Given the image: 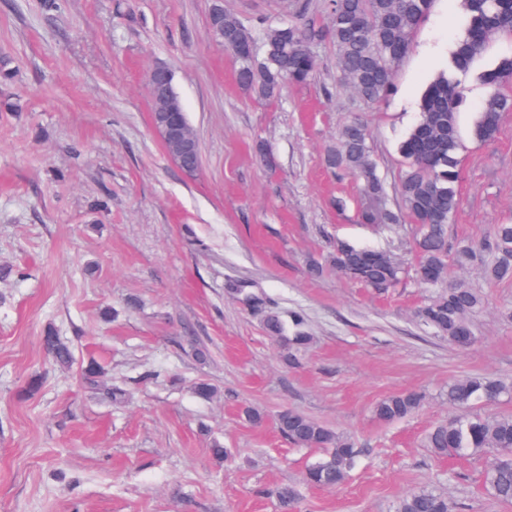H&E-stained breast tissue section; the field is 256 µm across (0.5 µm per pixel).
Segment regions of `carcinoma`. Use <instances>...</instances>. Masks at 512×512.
I'll return each instance as SVG.
<instances>
[{"mask_svg":"<svg viewBox=\"0 0 512 512\" xmlns=\"http://www.w3.org/2000/svg\"><path fill=\"white\" fill-rule=\"evenodd\" d=\"M432 0H332L329 35L336 46L338 67L344 81L363 100L375 102L389 91L394 73L410 51L411 37L422 23ZM467 13L465 33L451 52L447 70L440 72L421 97L420 118L401 141L399 152L405 170L398 184V206L387 207V190L378 165L371 154L368 132L360 122L340 131L336 146L325 156L326 164L347 172L361 183L365 203L359 209L362 224H397L399 212L414 224L413 246L417 253L416 277L437 289V293L415 311V317L436 335L457 347H468L476 339L470 319L482 306V298L463 283L447 284L448 223L458 207L456 184L459 167L457 113L465 104L459 77L499 36L512 35V0H462ZM322 30L281 24L264 30L262 57L236 55L238 81L247 90L264 98L275 97L286 81L307 83L316 70L313 46L323 39ZM249 30L232 12H224V47L254 44ZM478 80L487 89L475 137L491 140L498 129L500 115L512 109V97L502 88L512 82V56L501 58L481 71ZM490 259L487 273L493 282L512 279V224L497 225L489 238L465 244L457 251L464 263L476 256ZM329 266L344 277L382 295L403 279L405 269L385 250L336 242L327 257ZM264 328L286 351L288 364L310 343L303 319L292 318V332L282 316L269 311ZM47 355L60 367L72 364V348L48 329L42 336ZM512 393V382L492 377H469L448 383V402L467 408L476 402L491 403ZM423 402L416 391L388 396L374 409L378 419L395 422L408 418ZM278 430L293 444L323 448L326 454L311 464L304 482L313 487L341 484L359 450L355 442L338 435L323 423L292 408L276 417ZM427 447L440 457L462 454H492L485 469L484 484L498 501L512 503V415L466 412L437 425L427 437ZM271 495L280 512H295L298 493L283 485ZM395 512H453L448 497L423 489L399 499Z\"/></svg>","mask_w":512,"mask_h":512,"instance_id":"obj_1","label":"carcinoma"}]
</instances>
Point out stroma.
I'll use <instances>...</instances> for the list:
<instances>
[{"label": "stroma", "mask_w": 512, "mask_h": 512, "mask_svg": "<svg viewBox=\"0 0 512 512\" xmlns=\"http://www.w3.org/2000/svg\"><path fill=\"white\" fill-rule=\"evenodd\" d=\"M41 3L0 0V59L19 68L0 95L25 103L0 112V512H277L269 492L285 484L299 492L297 512H394L421 489L462 512H512L484 487L485 457L426 446L459 413L449 382L512 379V280L488 281L479 258L449 261V280L484 300L476 340L461 349L416 320L432 291L414 277L378 297L333 269L309 271L339 239L416 264L410 220L359 223L360 186L325 154L362 120L395 189L420 96L465 32L461 0H433L374 103L341 81L328 40L314 46L307 84L270 101L244 90L234 55L206 32L209 0H59L50 14ZM331 5L224 0L257 39L281 22L326 27ZM159 63L199 139L192 176L151 124L147 75ZM460 90L452 251L512 224V111L479 142L486 89L471 73ZM97 199L105 209L91 210ZM267 307L303 318L311 342L299 365L265 332ZM50 327L73 347L69 368L43 349ZM92 359L104 368L94 384L80 378ZM201 380L218 396L197 397ZM115 385L124 402L112 401ZM409 390L424 396L411 417H375L380 400ZM247 407L263 421H246ZM286 408L356 442L341 485H303L322 451L278 432ZM215 441L228 461L213 459Z\"/></svg>", "instance_id": "stroma-1"}]
</instances>
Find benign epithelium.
I'll return each mask as SVG.
<instances>
[{"instance_id":"benign-epithelium-1","label":"benign epithelium","mask_w":512,"mask_h":512,"mask_svg":"<svg viewBox=\"0 0 512 512\" xmlns=\"http://www.w3.org/2000/svg\"><path fill=\"white\" fill-rule=\"evenodd\" d=\"M174 75L172 70L163 64L152 67L148 87L150 99L161 104L160 122L169 136L178 135L181 139L182 152L175 158V163L181 169L192 166L200 159L197 150L199 140L188 125V118L179 95L173 88Z\"/></svg>"}]
</instances>
